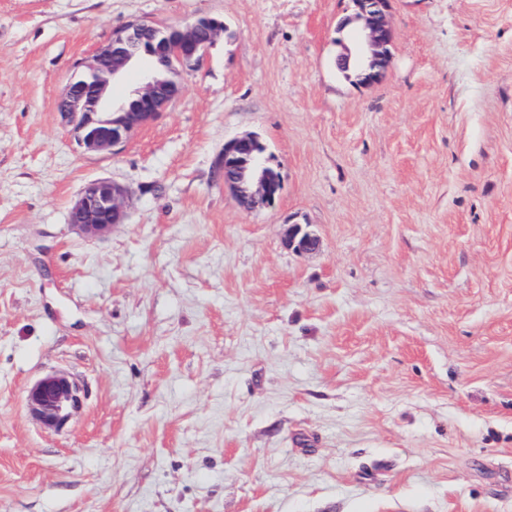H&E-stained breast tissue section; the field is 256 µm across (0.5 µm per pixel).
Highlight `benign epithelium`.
Returning a JSON list of instances; mask_svg holds the SVG:
<instances>
[{"label":"benign epithelium","instance_id":"benign-epithelium-1","mask_svg":"<svg viewBox=\"0 0 512 512\" xmlns=\"http://www.w3.org/2000/svg\"><path fill=\"white\" fill-rule=\"evenodd\" d=\"M357 26L351 32L348 47L337 39L341 52L336 56L340 71L358 65V83L370 86L380 81L392 42L387 20L388 0H354ZM211 17L197 16L178 25H160L137 18L112 30L108 39L87 60L78 63L58 102L62 122L71 127L77 146L85 152L123 150L134 133L157 119L181 95L183 74L194 70L218 34L223 22L210 25ZM141 69L143 82L135 100L110 112L108 89L113 80L131 66ZM224 186L245 209L272 205L282 188L280 174L271 166L266 146L256 134H245L224 143ZM127 186L109 178L88 184L69 212V223L84 234H106L124 223ZM288 245L299 253H314L321 245L313 232L293 224ZM84 389L63 370L49 373L29 388L26 406L43 428L58 430L78 410Z\"/></svg>","mask_w":512,"mask_h":512}]
</instances>
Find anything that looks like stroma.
Listing matches in <instances>:
<instances>
[{
  "label": "stroma",
  "mask_w": 512,
  "mask_h": 512,
  "mask_svg": "<svg viewBox=\"0 0 512 512\" xmlns=\"http://www.w3.org/2000/svg\"><path fill=\"white\" fill-rule=\"evenodd\" d=\"M352 0H0V512H512V0H389L390 61L338 71ZM223 20L118 155L58 99L135 18ZM283 178L244 210L217 164ZM99 178L125 223H69ZM321 240L299 254L292 223ZM67 371L62 429L26 394ZM239 151L249 155H241ZM224 186L245 209L271 206L282 188L280 174L271 166L266 146L257 134H245L224 143ZM85 397L84 389L63 370L49 373L29 388L26 406L44 429L59 430L78 410Z\"/></svg>",
  "instance_id": "1"
}]
</instances>
